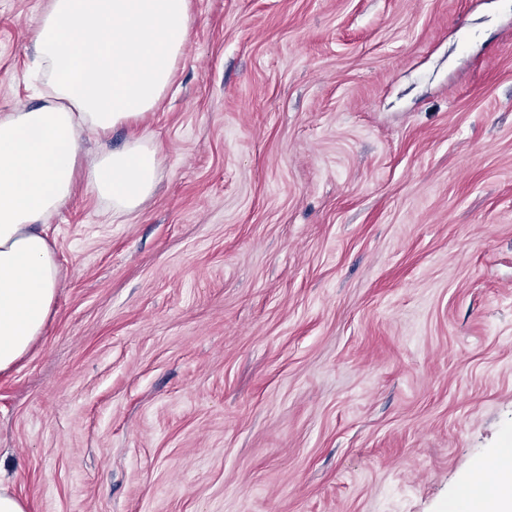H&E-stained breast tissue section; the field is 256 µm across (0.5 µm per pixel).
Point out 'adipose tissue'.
Returning <instances> with one entry per match:
<instances>
[{"instance_id": "ef3b65f1", "label": "adipose tissue", "mask_w": 512, "mask_h": 512, "mask_svg": "<svg viewBox=\"0 0 512 512\" xmlns=\"http://www.w3.org/2000/svg\"><path fill=\"white\" fill-rule=\"evenodd\" d=\"M190 0H48L33 31L51 98L0 113V374L45 332L60 285L49 218L78 180L115 215L155 193L161 150L152 139L83 156L98 137L143 120L184 55ZM467 512H512V448L470 472Z\"/></svg>"}]
</instances>
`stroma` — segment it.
<instances>
[{"instance_id": "stroma-1", "label": "stroma", "mask_w": 512, "mask_h": 512, "mask_svg": "<svg viewBox=\"0 0 512 512\" xmlns=\"http://www.w3.org/2000/svg\"><path fill=\"white\" fill-rule=\"evenodd\" d=\"M46 0H0V113ZM156 194L51 220L0 375L29 512H464L512 440V0H192Z\"/></svg>"}]
</instances>
